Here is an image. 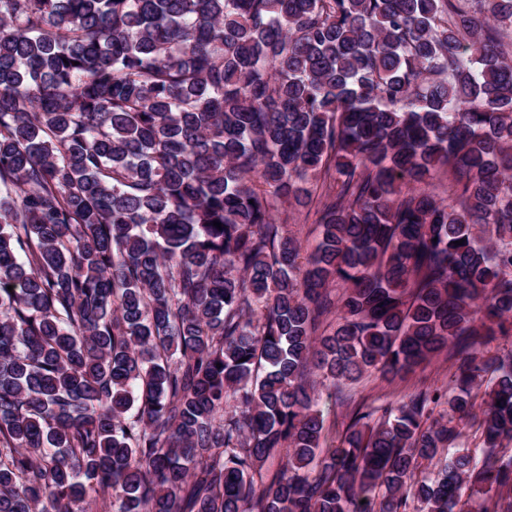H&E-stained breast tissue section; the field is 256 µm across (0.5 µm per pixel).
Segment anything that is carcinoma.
Here are the masks:
<instances>
[{
	"label": "carcinoma",
	"instance_id": "1",
	"mask_svg": "<svg viewBox=\"0 0 512 512\" xmlns=\"http://www.w3.org/2000/svg\"><path fill=\"white\" fill-rule=\"evenodd\" d=\"M508 30L512 0H0V512H512ZM318 173L305 252L275 211ZM448 349L324 449L314 377ZM476 418L485 461L442 456Z\"/></svg>",
	"mask_w": 512,
	"mask_h": 512
}]
</instances>
